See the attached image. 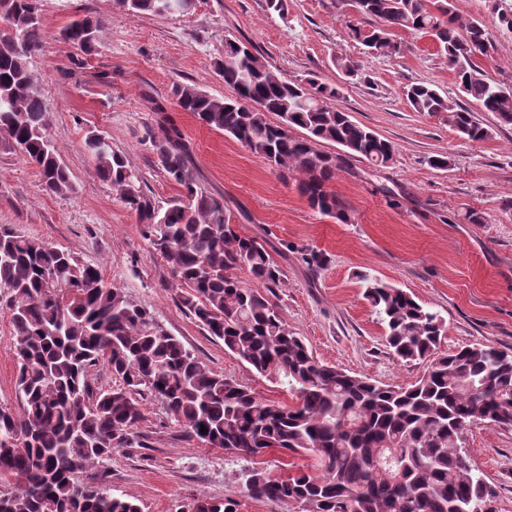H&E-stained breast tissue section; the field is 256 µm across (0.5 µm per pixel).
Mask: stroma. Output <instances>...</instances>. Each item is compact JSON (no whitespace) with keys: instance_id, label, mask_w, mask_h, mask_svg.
Instances as JSON below:
<instances>
[{"instance_id":"obj_1","label":"stroma","mask_w":512,"mask_h":512,"mask_svg":"<svg viewBox=\"0 0 512 512\" xmlns=\"http://www.w3.org/2000/svg\"><path fill=\"white\" fill-rule=\"evenodd\" d=\"M457 5L464 17L486 23L496 51L484 67L512 86V31L497 20L498 13L512 12V0ZM38 6L44 43L30 67L50 112L49 136L76 190L46 192L34 165L0 147V225L97 265L107 286L123 289L211 370L250 386L260 398L288 403L274 382L226 352L188 314L170 266L99 178L84 148L88 131L102 132L138 173L144 192L171 200L181 189L142 139L146 127L167 118L181 132L202 190L223 200L238 232L262 240L281 268L272 300L319 361L385 385H406L427 372L429 361H403L389 351L385 329L364 297L361 277L368 273L440 312L447 323L440 353L473 344L512 349V210L501 208L512 199V126L474 109L492 135L471 142L441 116L413 109L405 95L413 83L458 95L430 37L402 31L399 54H366L350 29L375 22L345 0H288L282 17L267 10L266 0H198L188 13L132 19L116 14L113 0H38ZM85 14L104 23L96 49L86 56L60 36L71 19ZM228 39L249 45L286 79L335 86V106L393 142L386 168L374 173L353 160L331 183L350 223L313 211L296 175H281L263 156L177 107L179 84L232 96L216 71ZM338 57L355 63L354 75L336 68ZM438 155L447 156V169L431 166ZM468 211L480 213L482 223L465 221ZM313 250L326 256L324 267L304 262ZM17 371L11 311L0 290V408L18 406ZM139 401L144 418L133 445L79 473L78 481L133 495L143 512H188L202 497L234 498L238 512H282L280 504L244 491L249 461L189 437L154 398ZM461 453L491 487V512H512V428L470 426Z\"/></svg>"}]
</instances>
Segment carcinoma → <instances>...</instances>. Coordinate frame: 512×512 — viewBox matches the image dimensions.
<instances>
[{"instance_id":"cac0c4a2","label":"carcinoma","mask_w":512,"mask_h":512,"mask_svg":"<svg viewBox=\"0 0 512 512\" xmlns=\"http://www.w3.org/2000/svg\"><path fill=\"white\" fill-rule=\"evenodd\" d=\"M194 2L114 0V8L132 18L185 13ZM350 2L356 13L378 20L367 31L352 28L368 53H399L393 36L400 30L427 35L448 59L459 96L512 125V87L478 63L495 51L483 20L461 16L456 0ZM37 3L0 0V16L9 20L0 30V143L20 149L47 192L64 195L75 187L55 146L46 143L50 114L29 69L43 43ZM101 28L98 18L85 14L60 35L88 53ZM218 71L236 97L179 85L180 109L262 155L281 174L299 175V192L312 210L349 223L329 189L336 171L350 158L385 167L394 144L332 105L337 89L291 82L239 41L224 42ZM407 99L415 111L445 118L462 138L490 137L473 112L429 84L411 85ZM298 128L303 135L293 134ZM102 137L89 132L84 147L186 289L183 307L294 404H271L214 373L122 289L105 286L97 266L1 226L0 289L7 290L12 312L19 410L0 408V512H142L129 494L114 496L76 480L130 444L143 420L136 399L142 394L213 448L251 460L271 449L313 456L321 475L273 476L258 467L242 472L251 498L279 503L286 512H487L492 491L459 443L473 424L512 427V350L463 347L433 360L427 373L404 386L321 363L268 296L281 282V269L262 241L237 232L224 202L198 186L178 128L166 122L144 130L157 165L184 191L165 203L141 189L123 154L97 146ZM323 142L341 153L321 150ZM237 270L247 271L255 286L243 284ZM363 281L393 354L405 361L434 354L447 332L443 317L401 288L368 275ZM100 364L117 385L95 391L89 371ZM191 512H237V502L201 499Z\"/></svg>"}]
</instances>
